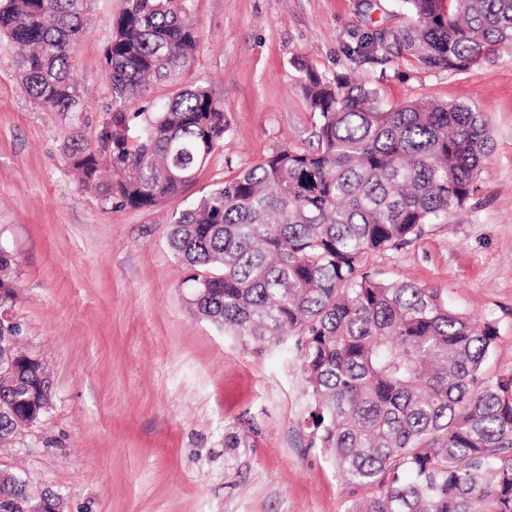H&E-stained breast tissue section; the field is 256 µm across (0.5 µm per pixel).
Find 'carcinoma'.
<instances>
[{"instance_id": "cac0c4a2", "label": "carcinoma", "mask_w": 512, "mask_h": 512, "mask_svg": "<svg viewBox=\"0 0 512 512\" xmlns=\"http://www.w3.org/2000/svg\"><path fill=\"white\" fill-rule=\"evenodd\" d=\"M92 0H0V43L36 103L83 111L74 47ZM409 27L370 47L457 72L512 49V0H403ZM195 0H122L103 51L112 105L98 142L69 162L107 203L146 209L194 182L228 132L224 105L201 83L159 107L152 81L175 83L200 45ZM317 115L315 149L272 153L174 215L168 244L190 270L188 301L243 342L295 339L310 401L309 446L348 486L375 495L347 512H512V373L489 375L496 348L438 292L387 282L369 255L397 249L463 206L489 148L479 113L455 103L385 106L353 73L327 78L298 63ZM16 254L0 242V443L51 408L43 359L18 349L6 318ZM50 489L0 471V510L40 512Z\"/></svg>"}]
</instances>
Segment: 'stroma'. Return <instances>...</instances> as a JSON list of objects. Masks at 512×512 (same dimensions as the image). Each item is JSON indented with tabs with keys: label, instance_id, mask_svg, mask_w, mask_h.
Listing matches in <instances>:
<instances>
[{
	"label": "stroma",
	"instance_id": "stroma-1",
	"mask_svg": "<svg viewBox=\"0 0 512 512\" xmlns=\"http://www.w3.org/2000/svg\"><path fill=\"white\" fill-rule=\"evenodd\" d=\"M119 7L92 4L76 48L85 110L75 117L34 103L14 51L0 46V241L18 259L21 345L40 352L52 383L49 413L0 447V469L52 487L64 512H345L374 490L348 488L309 447L296 350L242 343L194 314L189 270L168 246L172 218L241 166L316 146L297 59L328 77L356 72L387 105H469L490 135L477 191L367 265L493 323L486 368L512 371V52L455 73L407 55L371 63L351 49L413 25L402 0H196L201 42L181 81L209 87L229 130L193 184L133 209L83 188L69 164L104 117L102 52ZM232 431L246 447H225Z\"/></svg>",
	"mask_w": 512,
	"mask_h": 512
}]
</instances>
